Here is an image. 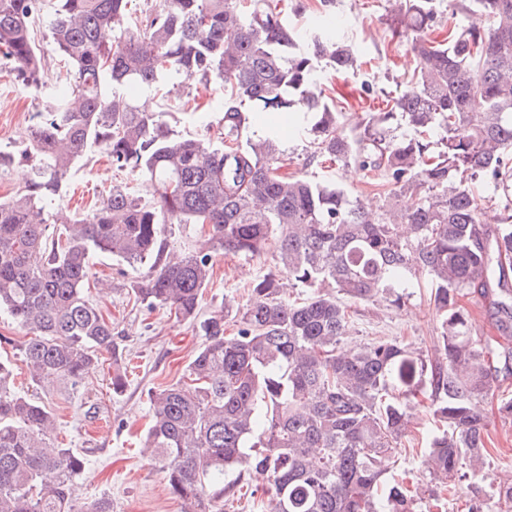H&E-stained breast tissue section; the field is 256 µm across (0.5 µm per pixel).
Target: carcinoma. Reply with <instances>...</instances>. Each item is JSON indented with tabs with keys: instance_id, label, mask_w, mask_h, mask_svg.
I'll list each match as a JSON object with an SVG mask.
<instances>
[{
	"instance_id": "cac0c4a2",
	"label": "carcinoma",
	"mask_w": 512,
	"mask_h": 512,
	"mask_svg": "<svg viewBox=\"0 0 512 512\" xmlns=\"http://www.w3.org/2000/svg\"><path fill=\"white\" fill-rule=\"evenodd\" d=\"M128 0H0V60L41 93L46 27L68 65L22 136L0 146V174L25 165L32 177L0 201V313L25 330L22 362L38 387L77 386L112 360V392L125 387L112 323L90 299L92 259L107 255L144 272L135 300L165 307L204 337L176 383L149 393L145 444L183 512H220L230 473L268 474L267 512H418V494L384 479L423 403L437 423L425 439L428 471L453 493L481 475L490 456L481 403L512 350L471 336L461 298L508 292L512 280V0H467L466 25L428 40L433 0H395L392 34L418 65L385 109L351 134L317 93L322 65L358 66L336 25L299 30L269 0H163L127 25ZM224 86L217 140L176 133L144 93L170 95L189 77ZM308 105L314 151L384 181L369 209L336 183L282 171L277 133L249 135L262 114ZM410 133L398 138L392 121ZM97 149L141 180L152 199L112 186L86 217L70 214L71 167ZM501 191L499 226L482 227L473 182ZM412 201L400 206V197ZM199 224L198 245L168 259L167 225ZM276 243L277 272L256 280L246 305L199 319L218 254L253 257ZM303 297H282L278 275ZM431 288L438 349L401 340L343 348L352 314L344 299L399 305L405 288ZM237 330L224 335L228 317ZM0 360V512H112L110 499L77 501L84 459L49 448L53 413L10 388ZM490 497L512 503V480Z\"/></svg>"
}]
</instances>
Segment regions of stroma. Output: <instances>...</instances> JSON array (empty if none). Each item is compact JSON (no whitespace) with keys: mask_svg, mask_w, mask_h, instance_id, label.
Segmentation results:
<instances>
[{"mask_svg":"<svg viewBox=\"0 0 512 512\" xmlns=\"http://www.w3.org/2000/svg\"><path fill=\"white\" fill-rule=\"evenodd\" d=\"M290 21L305 26L316 18L333 14L345 23V36L358 51L360 65L351 73L339 74L324 69L320 87L325 98L341 112V125L351 130L358 115L394 96L413 74L417 59L406 39L391 38L388 21L393 0H273ZM224 88L216 81L193 79L184 82L171 100L155 98L154 109L166 112L167 122L179 134L197 138H216L222 128L221 112L212 108L223 99ZM43 100L34 91L15 82L9 66L0 61V145H17L32 113L41 111ZM280 133L290 161L287 170L312 179H329L341 185L361 201L382 205V181L373 174L336 164L312 161L310 137L302 132L301 114L271 119ZM131 186L137 194L144 187L132 177H119L111 162L100 152L76 162L66 185L70 208L88 213L112 186ZM274 268L272 252L254 257L219 256L213 278L203 293V313L222 309L225 302L242 306L248 301L252 281ZM100 278L111 281L104 293H91L93 304L111 322L112 331L128 365L122 393L112 391V364L92 373L77 389L66 387L35 390L21 362L18 343L24 333L7 315H0V357L15 364V389L38 393L47 408L56 415L58 442L86 458L78 479L79 493L87 500L102 496L112 500V512H182L181 504L170 494L165 476L142 452L143 436L150 422L148 393L154 388L175 383L203 342L193 326L179 322L165 309L147 310L135 302L127 289L134 272L125 263L105 256L94 259ZM463 304L468 310L474 336L512 348V336L498 331L492 318L489 299L470 295ZM353 341L368 343L381 337H396L426 354H434L439 340L435 310L428 288H414L402 307L388 303H357L353 306ZM512 397V377L501 383L498 392L482 402L493 448L487 459L486 479L470 478L459 482L455 496L436 499L437 487L431 482L421 460V437L430 433L434 421L428 408L417 407L411 432L395 452L389 472L405 476L418 488L421 512H468L472 499L487 498L489 484L512 477V421L499 418L500 397ZM244 495H225L223 512H265L266 480L253 472L242 473L237 480Z\"/></svg>","mask_w":512,"mask_h":512,"instance_id":"35a3bbf8","label":"stroma"}]
</instances>
